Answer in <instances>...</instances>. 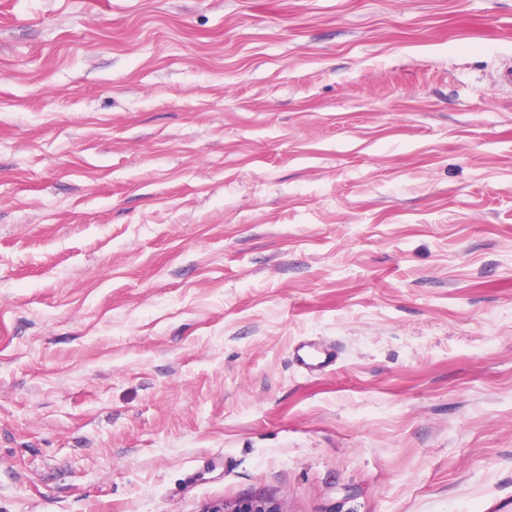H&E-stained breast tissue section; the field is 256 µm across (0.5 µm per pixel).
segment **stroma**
<instances>
[{"label":"stroma","instance_id":"35a3bbf8","mask_svg":"<svg viewBox=\"0 0 512 512\" xmlns=\"http://www.w3.org/2000/svg\"><path fill=\"white\" fill-rule=\"evenodd\" d=\"M507 63L512 0H0V512H512ZM213 512H281V510L273 500L259 497L233 504L226 503L224 507L214 509Z\"/></svg>","mask_w":512,"mask_h":512}]
</instances>
